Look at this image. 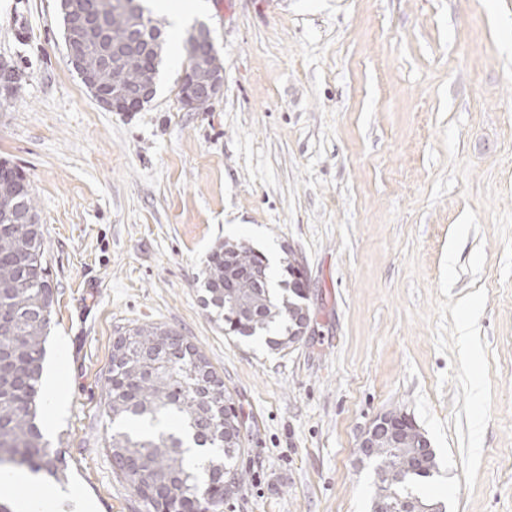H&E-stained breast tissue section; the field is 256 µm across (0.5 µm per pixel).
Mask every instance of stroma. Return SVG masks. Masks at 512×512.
<instances>
[{
    "label": "stroma",
    "instance_id": "1",
    "mask_svg": "<svg viewBox=\"0 0 512 512\" xmlns=\"http://www.w3.org/2000/svg\"><path fill=\"white\" fill-rule=\"evenodd\" d=\"M206 25L224 65L205 112L186 56L130 116L67 63L57 0H0V160L30 180L54 302L45 437L59 512H149L115 473L105 384L121 329L187 336L244 421V491L219 512H371L358 459L379 413L408 414L447 512H512V0H159ZM305 267L293 347L237 340L204 310L215 246ZM21 79L22 74L14 66L5 62H0V101L10 100L13 90L16 89L12 99H16L19 96L21 90ZM223 71H214L207 67H198L186 70L181 78L179 100L184 109L190 112L197 111L198 99H210L218 97L223 92Z\"/></svg>",
    "mask_w": 512,
    "mask_h": 512
}]
</instances>
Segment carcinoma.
Wrapping results in <instances>:
<instances>
[{
  "mask_svg": "<svg viewBox=\"0 0 512 512\" xmlns=\"http://www.w3.org/2000/svg\"><path fill=\"white\" fill-rule=\"evenodd\" d=\"M130 8L122 0H101L109 39L154 43L142 70L107 71L104 78L135 81L147 72L158 77L165 47L161 30L150 28L151 10L144 0ZM19 185L0 197V255L30 249L37 260L27 276L12 263L0 262V311L11 318L0 331V464L14 469L46 472L59 480L68 460L59 448L49 447L40 421L39 381L53 304L52 285L44 266L43 238L17 219L37 213L30 180L18 174ZM260 267L264 282L256 288L243 279L236 288L224 287V271ZM304 272L288 251L281 278L274 282L264 257L246 240L226 241L209 255L203 283V305L224 322V334L241 338L266 337L284 349L300 335L301 322L310 319ZM174 330L158 324L135 325L120 333L126 344L112 346L106 378V408L112 431L106 447L119 476L153 512H215L224 499L243 491L245 474L236 460L242 446L243 419L226 391L204 392L205 378L217 374L207 357L188 339L175 358L159 353L163 339ZM165 421L175 428L163 430ZM202 449L203 466L184 456L185 439ZM414 448L382 451L371 459L380 479L377 493L385 494L391 512L420 503L445 505L417 493V486L433 479L437 469L414 465Z\"/></svg>",
  "mask_w": 512,
  "mask_h": 512,
  "instance_id": "obj_1",
  "label": "carcinoma"
}]
</instances>
